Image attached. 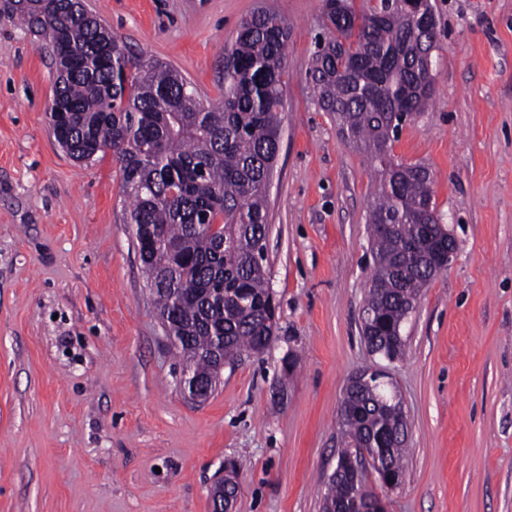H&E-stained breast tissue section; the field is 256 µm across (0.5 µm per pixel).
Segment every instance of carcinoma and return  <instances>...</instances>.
I'll return each mask as SVG.
<instances>
[{"instance_id":"obj_1","label":"carcinoma","mask_w":512,"mask_h":512,"mask_svg":"<svg viewBox=\"0 0 512 512\" xmlns=\"http://www.w3.org/2000/svg\"><path fill=\"white\" fill-rule=\"evenodd\" d=\"M353 3L322 0L328 35L318 43L310 79L320 108L381 167L362 335L372 353L393 360L403 354L396 333L407 311L436 276L419 266L417 248L448 245L432 173L389 156L403 124L432 97L436 33L423 31L395 0H379L359 19ZM5 18L51 48L52 110L63 118L58 144L77 162L110 148L120 163L125 223L134 226L152 303L183 369L203 382L218 360L233 363L269 347L277 320L264 265L267 191L281 136L288 26L265 9L243 20L224 52V95L206 106L177 69L132 55L81 0H17ZM381 395L351 378L343 420L348 447L326 483L322 509L347 506L350 485L366 486V471L349 460L353 446L404 476L407 422ZM237 493L232 466L224 479L227 504Z\"/></svg>"}]
</instances>
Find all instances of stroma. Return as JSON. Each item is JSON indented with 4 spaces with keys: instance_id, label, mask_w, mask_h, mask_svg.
I'll return each mask as SVG.
<instances>
[{
    "instance_id": "obj_1",
    "label": "stroma",
    "mask_w": 512,
    "mask_h": 512,
    "mask_svg": "<svg viewBox=\"0 0 512 512\" xmlns=\"http://www.w3.org/2000/svg\"><path fill=\"white\" fill-rule=\"evenodd\" d=\"M431 2L433 97L392 153L430 169L456 251L390 362L360 335L377 173L308 76L321 0H84L206 104L242 20L266 7L291 30L268 189L278 338L225 366L203 403L180 387L123 221L119 163L62 150L50 53L0 18V512H211L228 461L233 512H321L343 393L368 366L389 373L408 422L388 512H512V0Z\"/></svg>"
}]
</instances>
